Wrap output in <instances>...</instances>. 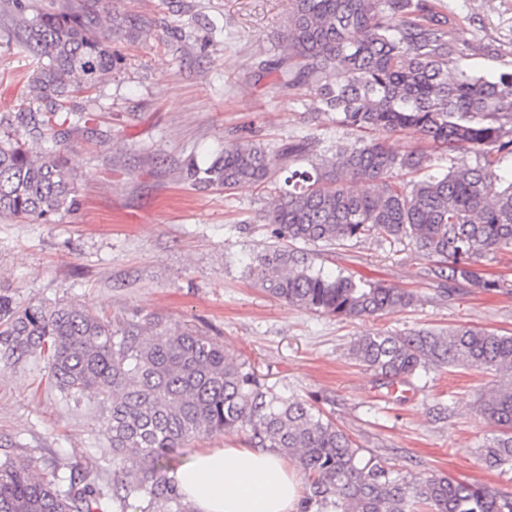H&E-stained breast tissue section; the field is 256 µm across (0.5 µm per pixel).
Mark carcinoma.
Returning <instances> with one entry per match:
<instances>
[{"label": "carcinoma", "instance_id": "carcinoma-1", "mask_svg": "<svg viewBox=\"0 0 512 512\" xmlns=\"http://www.w3.org/2000/svg\"><path fill=\"white\" fill-rule=\"evenodd\" d=\"M11 4L18 43L47 63L29 85L43 111L15 113L0 137V219L46 221L72 201L77 174L63 151L28 137L48 127L69 138L68 99L111 75L112 38L138 37L147 20L112 0ZM278 40L286 54L261 70L276 72L281 88L313 94L312 121L332 112L357 138L327 157L308 137L275 151L244 137L209 165H190L193 183L226 191L282 179L260 216L272 241L246 261L245 277L280 301L339 319L406 309L412 292L316 270L291 247L375 237L408 241L450 287H505L476 265L512 254V182L497 174L512 158V73L488 78L462 68L468 47L433 0H289ZM402 134L419 144L396 153L387 138ZM438 152H472L477 164L433 175ZM396 170L415 178L395 181ZM351 182L367 189L356 194ZM0 346L17 359L46 360L53 386L71 399L94 394L108 420L113 474L108 486L91 470L45 477L32 459L0 460V512H194L168 477L181 449L238 431L302 473L299 512H512L511 493L397 472L314 405L279 396L206 333L154 314L111 321L73 303L19 308L0 293ZM349 354L386 386L441 367L498 377L479 401L494 427L483 460L512 469V335L471 326L378 331Z\"/></svg>", "mask_w": 512, "mask_h": 512}]
</instances>
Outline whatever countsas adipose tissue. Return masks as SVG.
I'll use <instances>...</instances> for the list:
<instances>
[{"instance_id":"1","label":"adipose tissue","mask_w":512,"mask_h":512,"mask_svg":"<svg viewBox=\"0 0 512 512\" xmlns=\"http://www.w3.org/2000/svg\"><path fill=\"white\" fill-rule=\"evenodd\" d=\"M170 477L196 512H297L300 478L269 449H205Z\"/></svg>"}]
</instances>
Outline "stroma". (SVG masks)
<instances>
[{
    "instance_id": "stroma-1",
    "label": "stroma",
    "mask_w": 512,
    "mask_h": 512,
    "mask_svg": "<svg viewBox=\"0 0 512 512\" xmlns=\"http://www.w3.org/2000/svg\"><path fill=\"white\" fill-rule=\"evenodd\" d=\"M452 31L471 48L464 68L512 72V0H440ZM0 0V121L38 111L28 85L38 66L5 28ZM146 19L136 41L114 39L119 62L94 91L67 106L79 133L61 142L78 173L71 204L47 223L0 221V289L16 306L68 302L105 316L154 313L198 327L251 364L283 397L307 400L395 469L443 475L512 493V469L481 454L493 432L478 414L493 378L461 367L413 380L410 400L385 388L349 356L376 331L404 333L469 325L512 334V294L449 288L408 242L373 239L300 244L314 267L413 292L409 308L340 320L290 306L241 276L268 241L260 213L266 189H203L187 177L225 145L249 136L275 147L313 137L321 149L348 141L331 116L308 119L310 93L278 88L257 64L280 55L288 0H120ZM96 400L77 404L49 382L45 362L0 351V458H30L45 473L112 471Z\"/></svg>"
}]
</instances>
